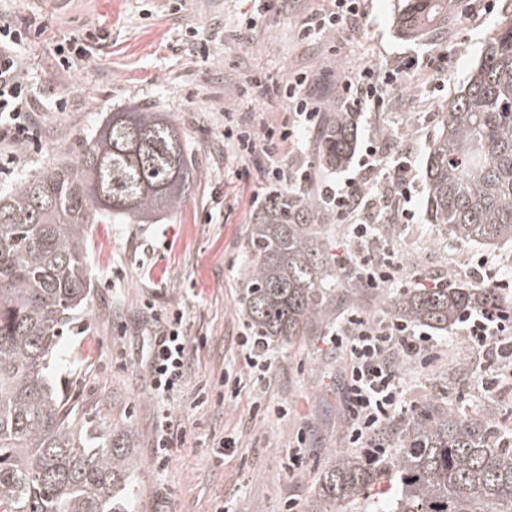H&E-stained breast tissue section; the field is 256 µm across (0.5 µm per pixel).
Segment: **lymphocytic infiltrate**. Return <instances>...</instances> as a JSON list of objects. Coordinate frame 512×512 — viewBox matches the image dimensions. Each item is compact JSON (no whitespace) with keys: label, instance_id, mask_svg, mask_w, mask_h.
Listing matches in <instances>:
<instances>
[{"label":"lymphocytic infiltrate","instance_id":"f902f5d3","mask_svg":"<svg viewBox=\"0 0 512 512\" xmlns=\"http://www.w3.org/2000/svg\"><path fill=\"white\" fill-rule=\"evenodd\" d=\"M364 15L365 0H327L306 25L341 34ZM23 40L22 27L0 22V141L7 139L19 147L29 141L41 110L16 53ZM394 77V70L375 64L363 66L341 80L340 97L356 110L367 105L380 107V90ZM280 91L290 107L287 122L271 123L238 112L224 115L221 136L233 151V161L243 164L258 155L265 159L263 188L253 191L250 206L261 204L263 189L285 190L294 197L302 187L316 184L318 200L337 223L352 229L353 246L341 256V269L371 288L397 286L401 265L381 255L371 226L380 217L402 224L413 219L411 202L417 178L411 159H391L372 136L363 144L352 176L315 182L312 164L290 162L289 150L297 145L301 133L317 129L321 103L311 94L309 79L302 72L289 75ZM155 320L157 329L149 340L145 369L150 395L162 399L188 384L190 339L183 310L161 312ZM457 329L485 358L488 372L483 388L494 392L499 384L498 366L512 364V307L467 311ZM328 342L346 354L349 385L344 417L349 442L358 448L371 447L377 430L395 420L401 406L402 390L396 378L399 362L432 358L436 343L429 333L407 322L372 319L359 311L345 315Z\"/></svg>","mask_w":512,"mask_h":512}]
</instances>
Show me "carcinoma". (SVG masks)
Returning <instances> with one entry per match:
<instances>
[{"instance_id":"cac0c4a2","label":"carcinoma","mask_w":512,"mask_h":512,"mask_svg":"<svg viewBox=\"0 0 512 512\" xmlns=\"http://www.w3.org/2000/svg\"><path fill=\"white\" fill-rule=\"evenodd\" d=\"M448 0H407L419 33ZM357 141L350 112L321 132L329 171ZM198 170L175 124L143 108L112 112L74 163L0 194V512H131L137 460L127 435L93 430L49 377L67 321L87 305L89 225L143 224L174 212ZM432 223L464 243H512V13L499 22L448 100L425 167ZM317 200L270 197L251 224L243 307L255 334L289 343L332 312L340 287ZM503 302L495 288H408L400 318L446 330L467 310ZM382 447L337 455L319 478V512H512V429L430 402L381 433Z\"/></svg>"}]
</instances>
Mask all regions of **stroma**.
<instances>
[{
    "instance_id": "35a3bbf8",
    "label": "stroma",
    "mask_w": 512,
    "mask_h": 512,
    "mask_svg": "<svg viewBox=\"0 0 512 512\" xmlns=\"http://www.w3.org/2000/svg\"><path fill=\"white\" fill-rule=\"evenodd\" d=\"M324 0H288L286 8L257 10L253 0H0V19L27 31L17 48L42 110L24 148L0 142V190L53 165L71 161L82 141L108 113L146 106L165 113L181 131L199 166L194 192L177 212L149 224H95L90 230L88 274L93 297L65 327L57 345L54 385L78 417H107L129 432L140 462L135 512H281L294 499L297 512H315V485L336 455L349 452L344 422V356L323 338L272 343L273 368L264 379L244 375L234 402L198 404L201 391L228 368L241 369L244 244L254 211L248 199L257 170L224 161L218 138L225 112H257L287 119V99L276 87L306 73L324 112L345 111L337 84L361 64L395 69L383 91L382 111H357L359 139L377 134L389 154L410 151L424 173L441 109L462 85L495 34L512 0H448V17L420 36L400 32L395 18L405 0H367V17L340 35L304 33ZM100 29L108 37L86 58L62 70L54 47ZM261 86L248 87L250 75ZM428 187L418 180L412 223L379 235L380 249L395 251L407 277L447 275L452 286H471L483 267L512 275V243H462L427 218ZM184 308L191 374L168 401L181 433L168 467L151 464L158 403L140 368L152 322L147 304ZM356 309L384 317L379 291L343 276L336 311ZM432 363H399L405 405L417 411L443 399L475 418L512 426V383L493 395L481 385L482 357L456 329L434 335ZM288 408L287 416L253 417L252 404ZM237 434L238 446L219 458L213 444ZM302 446L303 470H288V453Z\"/></svg>"
}]
</instances>
